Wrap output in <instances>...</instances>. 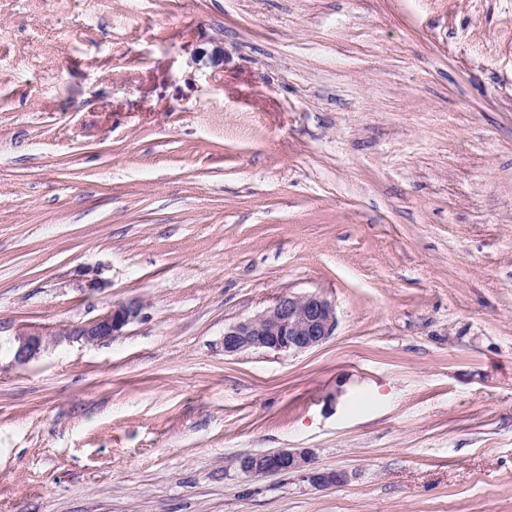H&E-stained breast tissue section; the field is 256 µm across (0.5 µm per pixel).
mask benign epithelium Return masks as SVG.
I'll list each match as a JSON object with an SVG mask.
<instances>
[{"instance_id":"7a95c632","label":"benign epithelium","mask_w":512,"mask_h":512,"mask_svg":"<svg viewBox=\"0 0 512 512\" xmlns=\"http://www.w3.org/2000/svg\"><path fill=\"white\" fill-rule=\"evenodd\" d=\"M141 310L137 300L115 302L106 313L80 327L77 335L88 343L106 341L138 318ZM335 327V307L321 294H283L259 314L224 327V354L250 349L305 352L323 344ZM42 344L38 332L21 335L15 358L20 362L34 358ZM310 462L311 454L306 449H283L247 455L240 460V469L254 478L303 471L317 488L337 486L347 479L344 471H322L311 467Z\"/></svg>"}]
</instances>
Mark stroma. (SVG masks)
<instances>
[{
	"mask_svg": "<svg viewBox=\"0 0 512 512\" xmlns=\"http://www.w3.org/2000/svg\"><path fill=\"white\" fill-rule=\"evenodd\" d=\"M0 512H512V0H0ZM335 327V307L321 294H283L254 317L225 326L224 352H305L323 344ZM141 310L138 300L115 302L106 313L80 327L77 336L88 343L106 341L138 318ZM20 336L15 358L19 362H26L39 353L43 344L42 335L38 332H29ZM311 454L306 449H283L275 452L256 453L240 460V469L249 477L267 474H290L305 472L307 480L317 488H328L343 484L345 471H322L310 466Z\"/></svg>",
	"mask_w": 512,
	"mask_h": 512,
	"instance_id": "stroma-1",
	"label": "stroma"
}]
</instances>
